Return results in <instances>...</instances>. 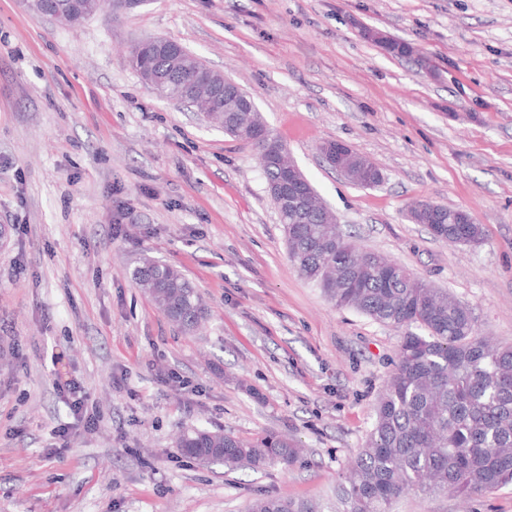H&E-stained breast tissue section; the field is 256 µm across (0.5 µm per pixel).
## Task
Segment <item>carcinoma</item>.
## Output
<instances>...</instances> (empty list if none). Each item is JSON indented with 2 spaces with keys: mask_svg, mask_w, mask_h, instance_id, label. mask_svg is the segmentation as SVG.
Wrapping results in <instances>:
<instances>
[{
  "mask_svg": "<svg viewBox=\"0 0 512 512\" xmlns=\"http://www.w3.org/2000/svg\"><path fill=\"white\" fill-rule=\"evenodd\" d=\"M224 131L232 136L264 124L258 112L242 125L245 91L230 85ZM433 236L454 245L483 239L464 212L437 206ZM289 258L336 305L397 327L402 337L396 369L382 393L366 448L349 465L332 502L262 497L250 512H389L399 496L440 488L458 497L512 485V347L480 338L470 309L448 291L412 280L391 258L355 249L318 213H282ZM135 285L178 328L195 330L206 318L198 290L175 267L146 258L132 273ZM182 451L233 470L286 464L295 444L266 433L243 441L221 430L193 429Z\"/></svg>",
  "mask_w": 512,
  "mask_h": 512,
  "instance_id": "carcinoma-1",
  "label": "carcinoma"
}]
</instances>
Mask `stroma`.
<instances>
[{
    "instance_id": "obj_1",
    "label": "stroma",
    "mask_w": 512,
    "mask_h": 512,
    "mask_svg": "<svg viewBox=\"0 0 512 512\" xmlns=\"http://www.w3.org/2000/svg\"><path fill=\"white\" fill-rule=\"evenodd\" d=\"M148 38L253 97L355 246L512 346V0H145L75 28L0 0V512L334 498L394 369L403 329L336 307L296 270L256 147L142 82L129 52ZM327 141L368 157L382 184L330 170ZM418 200L467 211L483 241L434 239L408 217ZM147 257L196 286L197 332L135 287ZM74 381L96 426L65 441ZM194 428L285 434L301 452L230 470L181 452ZM392 512H512V485L411 493Z\"/></svg>"
}]
</instances>
